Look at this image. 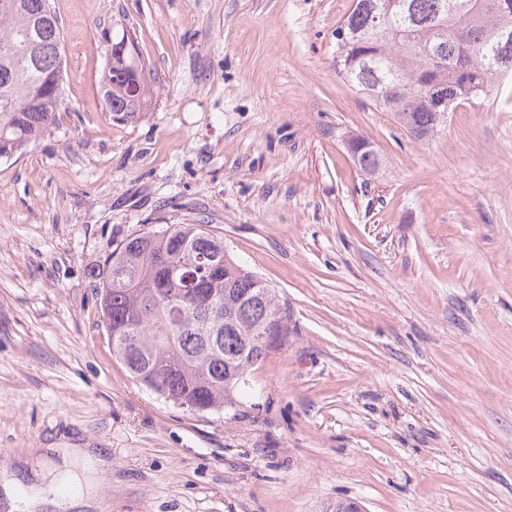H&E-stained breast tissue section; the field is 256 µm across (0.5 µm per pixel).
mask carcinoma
Here are the masks:
<instances>
[{
	"mask_svg": "<svg viewBox=\"0 0 512 512\" xmlns=\"http://www.w3.org/2000/svg\"><path fill=\"white\" fill-rule=\"evenodd\" d=\"M51 0H0V160L24 153L65 111V45ZM380 23H374L376 16ZM512 0H352L336 28L333 67L374 106L424 140L442 112L485 100L512 79ZM129 47L124 48V41ZM100 76L106 111L138 118L153 99L133 36L106 39ZM349 150L373 174L383 160L363 139ZM112 352L136 382L189 410L241 404L254 367L292 333L274 289L236 261L224 240L177 224L118 245L97 287ZM278 337L270 346L260 329Z\"/></svg>",
	"mask_w": 512,
	"mask_h": 512,
	"instance_id": "1",
	"label": "carcinoma"
}]
</instances>
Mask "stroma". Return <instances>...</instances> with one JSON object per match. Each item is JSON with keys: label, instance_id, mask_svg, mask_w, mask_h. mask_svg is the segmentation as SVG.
<instances>
[{"label": "stroma", "instance_id": "stroma-1", "mask_svg": "<svg viewBox=\"0 0 512 512\" xmlns=\"http://www.w3.org/2000/svg\"><path fill=\"white\" fill-rule=\"evenodd\" d=\"M351 0H52L67 110L0 161V472L88 512H512V82L411 137L332 67ZM135 33L141 118L106 111ZM383 159L364 174L349 138ZM202 224L285 301L253 404L191 411L108 346L122 241ZM127 33L120 39L106 37L107 63L100 76L106 111L118 121H129L147 112L153 99L150 69L140 54L138 42L129 32V47L123 48Z\"/></svg>", "mask_w": 512, "mask_h": 512}]
</instances>
